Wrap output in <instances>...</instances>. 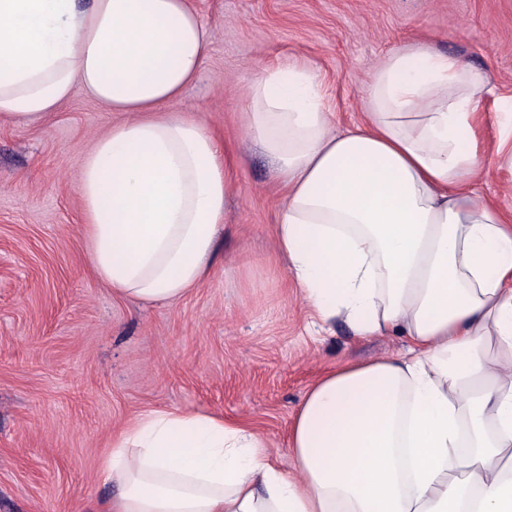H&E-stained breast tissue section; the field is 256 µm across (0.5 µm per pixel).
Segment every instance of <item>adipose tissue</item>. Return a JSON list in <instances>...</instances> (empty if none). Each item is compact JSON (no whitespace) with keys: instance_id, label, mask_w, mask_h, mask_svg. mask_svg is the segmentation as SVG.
I'll list each match as a JSON object with an SVG mask.
<instances>
[{"instance_id":"1","label":"adipose tissue","mask_w":512,"mask_h":512,"mask_svg":"<svg viewBox=\"0 0 512 512\" xmlns=\"http://www.w3.org/2000/svg\"><path fill=\"white\" fill-rule=\"evenodd\" d=\"M210 34L188 0H0V120L75 92L124 113L81 163L93 275L123 298L208 278L233 183L202 123L167 112ZM485 70L418 43L373 69L369 110L333 129L314 71L288 59L246 91L245 129L284 196L274 235L323 326L406 337L309 389L268 441L215 414L153 411L112 441L106 512H512V217L476 187Z\"/></svg>"}]
</instances>
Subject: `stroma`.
Wrapping results in <instances>:
<instances>
[{
  "label": "stroma",
  "mask_w": 512,
  "mask_h": 512,
  "mask_svg": "<svg viewBox=\"0 0 512 512\" xmlns=\"http://www.w3.org/2000/svg\"><path fill=\"white\" fill-rule=\"evenodd\" d=\"M213 38L170 112L222 144L235 186L208 280L177 301L116 298L86 265L78 192L94 139L121 121L82 93L31 123L0 122V512H88L112 498V437L140 414L201 411L247 424L289 468L288 429L329 369L391 357V333L320 329L274 243L282 194L245 132V91L266 66H311L336 129L360 122L370 71L424 42L484 69L479 187L512 210L496 153L512 113V0H189Z\"/></svg>",
  "instance_id": "obj_1"
}]
</instances>
